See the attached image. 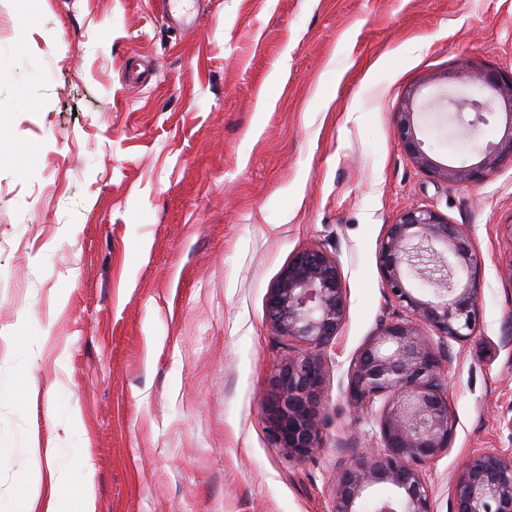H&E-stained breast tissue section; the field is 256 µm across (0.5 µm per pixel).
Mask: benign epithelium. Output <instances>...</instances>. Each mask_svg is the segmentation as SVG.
<instances>
[{
  "label": "benign epithelium",
  "instance_id": "benign-epithelium-1",
  "mask_svg": "<svg viewBox=\"0 0 512 512\" xmlns=\"http://www.w3.org/2000/svg\"><path fill=\"white\" fill-rule=\"evenodd\" d=\"M461 78L460 84L473 85L481 94L471 100L460 96L448 88L456 77L446 75L423 104H416V93L409 92L397 130L405 151L422 169L446 182L477 183L497 160L512 158V75L473 67ZM489 97L505 114L506 126L481 161L441 165L423 149L417 114L452 105L479 115L488 111ZM446 254L465 279L452 281L444 269L434 267L428 274L435 285L432 298L414 295L407 270ZM378 262L385 288L406 316L382 324L346 372V399L361 416L375 418L376 446L366 457L347 458L336 475L331 512H361L362 502L380 484L389 486L391 495L378 500L377 512H433L428 482L415 463L439 456L454 434L441 360L448 342L467 340L476 331L480 295L471 234L432 207L412 205L388 226ZM346 308L339 264L319 247L294 254L269 288L271 327L298 348L285 359L266 403L269 432L291 459L304 460L321 448L327 352ZM453 512H512V456L484 451L467 458L455 479Z\"/></svg>",
  "mask_w": 512,
  "mask_h": 512
}]
</instances>
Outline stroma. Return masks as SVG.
I'll return each instance as SVG.
<instances>
[{
  "label": "stroma",
  "instance_id": "obj_1",
  "mask_svg": "<svg viewBox=\"0 0 512 512\" xmlns=\"http://www.w3.org/2000/svg\"><path fill=\"white\" fill-rule=\"evenodd\" d=\"M0 0V512L89 461L95 512H331L353 359L405 310L378 251L411 204L471 230L477 332L442 361L456 427L422 462L434 512L458 468L512 453V159L477 184L418 168L396 127L473 64L512 74V0ZM151 77L126 84L130 62ZM438 162H479L486 124L419 116ZM336 257L322 446L276 448L263 400L288 352L267 295L298 250ZM38 453H31V444ZM183 0H156L159 4L158 15L162 24L179 30L190 28L188 12L183 6Z\"/></svg>",
  "mask_w": 512,
  "mask_h": 512
}]
</instances>
